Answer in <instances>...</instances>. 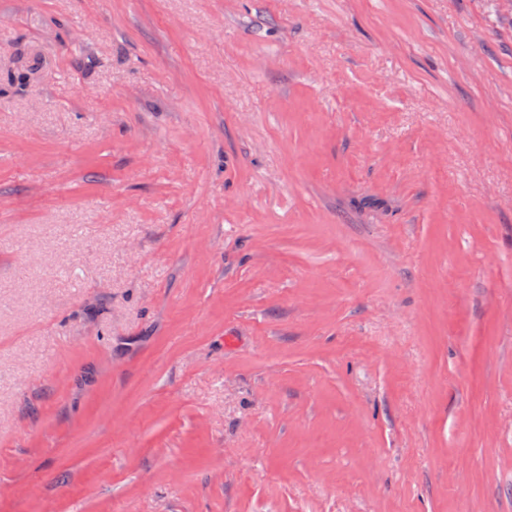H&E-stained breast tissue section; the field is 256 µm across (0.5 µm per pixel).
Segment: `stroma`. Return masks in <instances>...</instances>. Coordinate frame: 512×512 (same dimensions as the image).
Segmentation results:
<instances>
[{
  "label": "stroma",
  "instance_id": "35a3bbf8",
  "mask_svg": "<svg viewBox=\"0 0 512 512\" xmlns=\"http://www.w3.org/2000/svg\"><path fill=\"white\" fill-rule=\"evenodd\" d=\"M0 512H512V0H0Z\"/></svg>",
  "mask_w": 512,
  "mask_h": 512
}]
</instances>
